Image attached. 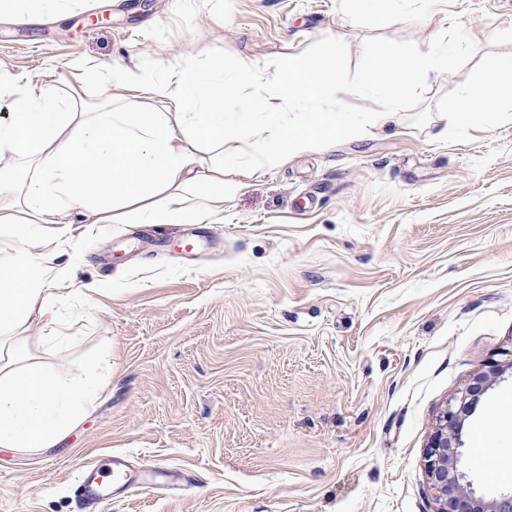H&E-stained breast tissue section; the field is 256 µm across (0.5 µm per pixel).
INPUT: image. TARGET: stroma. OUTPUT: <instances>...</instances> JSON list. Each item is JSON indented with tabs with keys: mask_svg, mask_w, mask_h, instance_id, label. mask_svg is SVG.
<instances>
[{
	"mask_svg": "<svg viewBox=\"0 0 512 512\" xmlns=\"http://www.w3.org/2000/svg\"><path fill=\"white\" fill-rule=\"evenodd\" d=\"M341 0H92L53 19L0 21V62L60 86L95 81L82 56L157 71L336 60L333 97L382 112L357 87L374 54L414 58L440 37L457 53L417 84L398 123L337 138L259 178H240L195 253L141 224L70 225L40 249L82 292L30 327L60 336L52 359L81 374L98 348L112 383L63 443L0 452V512H432L423 451L448 396L512 347V112L447 126L488 55L512 56V10L441 0L421 26L353 22ZM462 469L478 492L512 489V377L466 419ZM107 454L164 464L155 488L104 509L79 468Z\"/></svg>",
	"mask_w": 512,
	"mask_h": 512,
	"instance_id": "35a3bbf8",
	"label": "stroma"
}]
</instances>
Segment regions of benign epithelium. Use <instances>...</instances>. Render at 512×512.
<instances>
[{"instance_id":"7a95c632","label":"benign epithelium","mask_w":512,"mask_h":512,"mask_svg":"<svg viewBox=\"0 0 512 512\" xmlns=\"http://www.w3.org/2000/svg\"><path fill=\"white\" fill-rule=\"evenodd\" d=\"M509 368L512 369V359L487 362L485 369L474 373L437 414L423 452L433 512H512L511 491L492 498L478 496L459 470L465 420L477 408L489 386Z\"/></svg>"}]
</instances>
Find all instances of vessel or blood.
<instances>
[{"label": "vessel or blood", "mask_w": 512, "mask_h": 512, "mask_svg": "<svg viewBox=\"0 0 512 512\" xmlns=\"http://www.w3.org/2000/svg\"><path fill=\"white\" fill-rule=\"evenodd\" d=\"M172 474V469L162 465L133 474L125 469L117 457L112 456L104 463L96 461L83 465L77 475L76 486L84 497L103 505L119 495L127 496L158 487L161 478Z\"/></svg>", "instance_id": "b4317fda"}]
</instances>
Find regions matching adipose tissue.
Returning a JSON list of instances; mask_svg holds the SVG:
<instances>
[{
  "label": "adipose tissue",
  "mask_w": 512,
  "mask_h": 512,
  "mask_svg": "<svg viewBox=\"0 0 512 512\" xmlns=\"http://www.w3.org/2000/svg\"><path fill=\"white\" fill-rule=\"evenodd\" d=\"M80 0H0L2 18H52ZM453 55L432 46L408 59L374 55L358 87L384 99L383 112L338 109L342 78L295 53L273 69L240 62L187 65L176 55L156 73L109 61L75 59L102 96L88 103L74 89L16 85L0 65V92L12 91L0 121V232L16 247L0 259V450L35 452L61 444L104 393L112 354L98 352L85 376L63 378L50 366L51 339L30 341L33 316L62 303L64 267L41 265L34 247L57 243L77 216L91 224L203 223L223 218L224 176L280 168L294 155L358 138L397 119L415 79L435 82ZM512 108V57L487 56L479 89L445 105L449 123L485 125Z\"/></svg>",
  "instance_id": "ef3b65f1"
}]
</instances>
